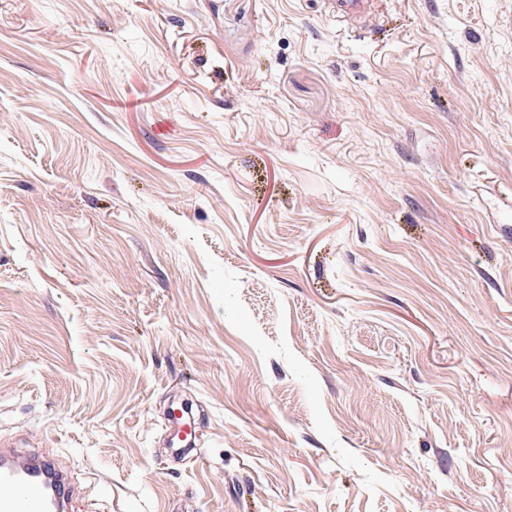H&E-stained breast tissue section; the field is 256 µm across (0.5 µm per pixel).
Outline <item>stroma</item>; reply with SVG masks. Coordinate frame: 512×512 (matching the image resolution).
Here are the masks:
<instances>
[{
  "label": "stroma",
  "instance_id": "1",
  "mask_svg": "<svg viewBox=\"0 0 512 512\" xmlns=\"http://www.w3.org/2000/svg\"><path fill=\"white\" fill-rule=\"evenodd\" d=\"M0 438L70 512H512V0H0ZM376 4V0H327L326 8L333 17L356 19Z\"/></svg>",
  "mask_w": 512,
  "mask_h": 512
}]
</instances>
